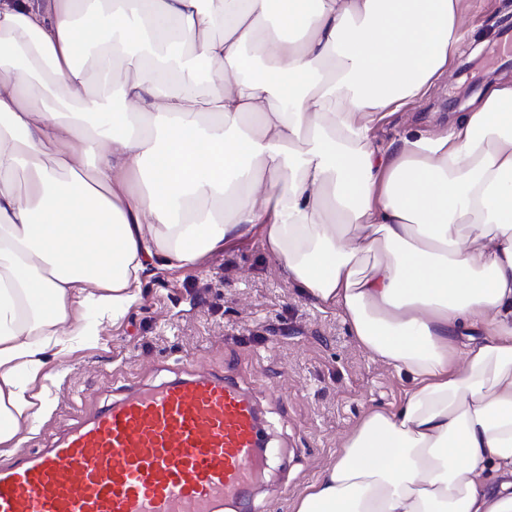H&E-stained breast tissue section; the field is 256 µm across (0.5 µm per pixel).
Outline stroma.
<instances>
[{
	"mask_svg": "<svg viewBox=\"0 0 512 512\" xmlns=\"http://www.w3.org/2000/svg\"><path fill=\"white\" fill-rule=\"evenodd\" d=\"M512 29V0H473L469 33L452 63L417 103L395 112L372 133L379 151L407 133L448 126V102L477 105L497 78L512 80V58L465 70ZM234 369L257 400L278 457L257 486L252 512H292L295 499L333 459L341 439L370 410H397L406 375L362 349L332 308L310 300L286 278L258 237L231 243L195 267L159 270L142 284V299L117 324H105L98 345L48 354L44 378L31 391L46 412L12 442L0 464L47 445L110 405L132 386L156 385L186 367Z\"/></svg>",
	"mask_w": 512,
	"mask_h": 512,
	"instance_id": "stroma-1",
	"label": "stroma"
}]
</instances>
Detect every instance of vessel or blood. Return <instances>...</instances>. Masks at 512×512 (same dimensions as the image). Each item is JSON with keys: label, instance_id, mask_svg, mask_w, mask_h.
Returning a JSON list of instances; mask_svg holds the SVG:
<instances>
[{"label": "vessel or blood", "instance_id": "1", "mask_svg": "<svg viewBox=\"0 0 512 512\" xmlns=\"http://www.w3.org/2000/svg\"><path fill=\"white\" fill-rule=\"evenodd\" d=\"M267 464L252 394L191 371L131 390L0 466V512H250Z\"/></svg>", "mask_w": 512, "mask_h": 512}]
</instances>
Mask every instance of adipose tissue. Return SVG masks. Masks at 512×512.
<instances>
[{"instance_id":"1","label":"adipose tissue","mask_w":512,"mask_h":512,"mask_svg":"<svg viewBox=\"0 0 512 512\" xmlns=\"http://www.w3.org/2000/svg\"><path fill=\"white\" fill-rule=\"evenodd\" d=\"M470 9L0 0V443L34 421L48 352L100 342L153 270L255 234L410 381L294 512H512V83L446 130L371 142Z\"/></svg>"}]
</instances>
